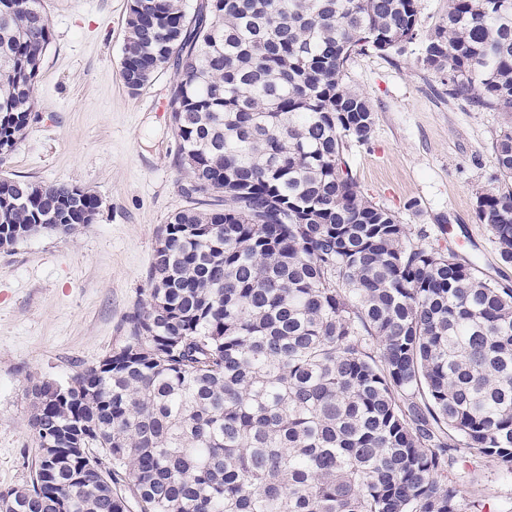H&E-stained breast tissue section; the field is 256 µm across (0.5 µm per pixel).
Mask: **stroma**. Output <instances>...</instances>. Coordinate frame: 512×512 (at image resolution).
<instances>
[{"instance_id": "35a3bbf8", "label": "stroma", "mask_w": 512, "mask_h": 512, "mask_svg": "<svg viewBox=\"0 0 512 512\" xmlns=\"http://www.w3.org/2000/svg\"><path fill=\"white\" fill-rule=\"evenodd\" d=\"M44 6L53 41L34 118L0 172L79 185L100 207L72 233L41 232L0 250V490L27 484L38 460L30 378L66 381L123 345L126 317L147 297L159 230L192 202L168 109L175 64L135 93L121 76L128 0ZM346 75L374 112L369 143L349 151L363 193L411 242L428 237L479 276L512 284V267L500 264L474 213L476 194L498 186L493 143L503 113L449 99L415 43L401 57L355 56ZM449 475L463 512H512V475L495 461L461 451Z\"/></svg>"}]
</instances>
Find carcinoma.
Wrapping results in <instances>:
<instances>
[{"label": "carcinoma", "mask_w": 512, "mask_h": 512, "mask_svg": "<svg viewBox=\"0 0 512 512\" xmlns=\"http://www.w3.org/2000/svg\"><path fill=\"white\" fill-rule=\"evenodd\" d=\"M417 26L418 0H130L124 83L175 60L199 199L161 229L124 344L31 380L41 455L0 512H460L457 452L512 474V286L411 242L345 157L374 125L349 60L402 56ZM52 37L41 0H0V162ZM422 51L449 98L512 114V0H448ZM494 158L475 217L512 265V125ZM99 207L1 175L0 248Z\"/></svg>", "instance_id": "1"}]
</instances>
